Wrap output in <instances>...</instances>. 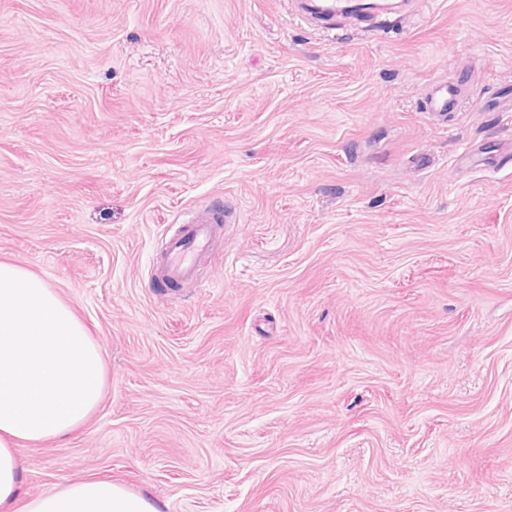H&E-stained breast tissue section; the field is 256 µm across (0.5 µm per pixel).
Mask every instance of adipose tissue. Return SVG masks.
<instances>
[{"label": "adipose tissue", "instance_id": "1", "mask_svg": "<svg viewBox=\"0 0 512 512\" xmlns=\"http://www.w3.org/2000/svg\"><path fill=\"white\" fill-rule=\"evenodd\" d=\"M105 389L99 344L40 276L0 261V512H160L123 482L84 478L21 499L17 450L68 436Z\"/></svg>", "mask_w": 512, "mask_h": 512}]
</instances>
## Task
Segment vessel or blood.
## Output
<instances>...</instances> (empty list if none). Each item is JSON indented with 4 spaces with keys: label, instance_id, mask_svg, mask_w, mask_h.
I'll list each match as a JSON object with an SVG mask.
<instances>
[{
    "label": "vessel or blood",
    "instance_id": "vessel-or-blood-1",
    "mask_svg": "<svg viewBox=\"0 0 512 512\" xmlns=\"http://www.w3.org/2000/svg\"><path fill=\"white\" fill-rule=\"evenodd\" d=\"M420 0H290L292 16L315 27L335 29L337 21L369 17L385 22L407 19L416 14ZM466 73L455 77L438 75L430 79L422 97V106L433 118L441 119L457 111L466 91ZM231 221V214L221 205L202 207L194 220L183 225L179 236L170 238L166 261L158 272L162 281L187 284L197 277V260L215 242L221 224Z\"/></svg>",
    "mask_w": 512,
    "mask_h": 512
}]
</instances>
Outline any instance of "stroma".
<instances>
[{"mask_svg":"<svg viewBox=\"0 0 512 512\" xmlns=\"http://www.w3.org/2000/svg\"><path fill=\"white\" fill-rule=\"evenodd\" d=\"M466 67L446 121L429 80ZM512 0L327 34L289 0H0V260L101 347L23 494L160 512H512ZM225 204L198 280L151 268ZM21 512H160V509L123 482L84 478L27 499Z\"/></svg>","mask_w":512,"mask_h":512,"instance_id":"obj_1","label":"stroma"}]
</instances>
